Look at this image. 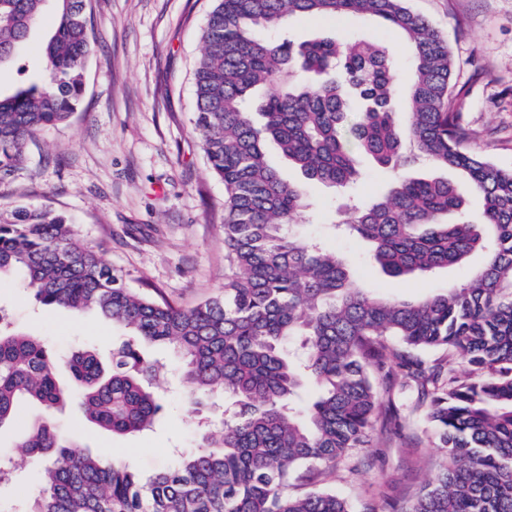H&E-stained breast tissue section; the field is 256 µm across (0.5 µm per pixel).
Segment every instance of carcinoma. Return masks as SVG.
<instances>
[{"mask_svg": "<svg viewBox=\"0 0 512 512\" xmlns=\"http://www.w3.org/2000/svg\"><path fill=\"white\" fill-rule=\"evenodd\" d=\"M45 2L0 0V71L13 66ZM55 2L41 72L0 96V183L24 169L39 132L81 103L93 50L89 0ZM286 15L377 17L405 36L411 70L398 73L382 40L259 35ZM194 79V131L224 182V290L182 308L157 289L130 287L52 210L18 211L0 224V279L19 271L41 304L94 310L128 338L107 366L91 345L71 351L64 380L42 337L0 323V429L23 404L49 411L75 398L105 432L151 430L164 409V365L141 352L144 343L173 347L190 404L230 398L215 408L221 425L199 418L195 451L144 477L77 449L37 415L21 448L44 463L40 490L0 512H352L334 491L291 494L290 481L336 473L408 387L429 400L426 419L445 459L406 512H512V169L469 147L445 37L406 0H217ZM270 141L307 180L341 189L361 178L360 156L395 172L383 195L350 200L341 221L387 276L464 268L476 253L484 263L428 297L368 292L345 256L291 233L304 193L268 163ZM422 160L465 177L483 200L480 220L464 219L456 184L416 175ZM427 351L444 358L429 364ZM454 357L470 366L462 376ZM307 383L318 396L302 408Z\"/></svg>", "mask_w": 512, "mask_h": 512, "instance_id": "cac0c4a2", "label": "carcinoma"}]
</instances>
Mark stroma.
Returning <instances> with one entry per match:
<instances>
[{
    "label": "stroma",
    "mask_w": 512,
    "mask_h": 512,
    "mask_svg": "<svg viewBox=\"0 0 512 512\" xmlns=\"http://www.w3.org/2000/svg\"><path fill=\"white\" fill-rule=\"evenodd\" d=\"M448 41L453 82L466 87L459 106L470 146L512 169V0H406ZM215 0H91L93 52L83 72L81 104L70 119L44 131L31 146L24 170L0 184V218L21 208H48L66 216L77 236L101 246L105 260L121 270L130 286L159 288L182 307L219 293L224 285V184L206 164L194 127L193 74L201 33ZM282 30L297 42L323 36L360 34L383 39L408 68L405 39L373 17L340 22L285 17ZM269 163L290 182L302 185L311 204L296 234L346 254L364 287L388 296H425L460 284L468 269H443L400 280L385 275L367 258L363 241L338 237L329 223L341 217L333 189L304 179L275 144ZM21 276L0 282V315L12 329L41 334L63 355L90 344L110 358L125 337L99 315L45 306L23 289ZM168 364L174 393L164 416L143 433L108 435L90 429L77 405L56 415L63 433L79 432L86 449L106 450L152 474L172 462L171 448L189 452L198 443L191 405L177 394L179 360L171 351L145 347ZM29 410L0 431V465L12 471L0 485V503L39 487L38 463L19 447ZM441 452L424 414L410 416L404 435L372 431L367 447L353 449L339 463L330 490L346 498L352 512H403L434 474Z\"/></svg>",
    "instance_id": "stroma-1"
}]
</instances>
